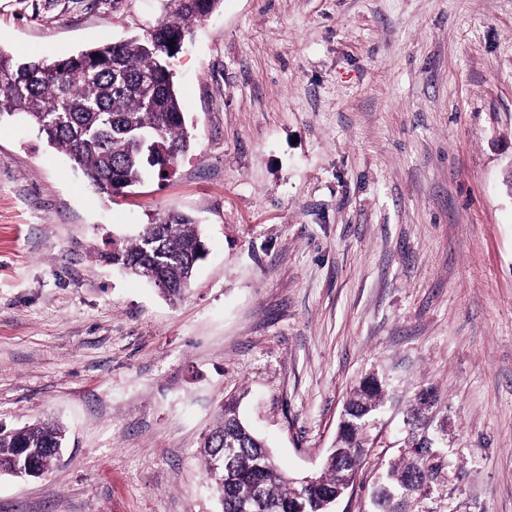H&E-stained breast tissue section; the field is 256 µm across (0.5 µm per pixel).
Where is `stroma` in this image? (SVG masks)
<instances>
[{"label":"stroma","instance_id":"35a3bbf8","mask_svg":"<svg viewBox=\"0 0 512 512\" xmlns=\"http://www.w3.org/2000/svg\"><path fill=\"white\" fill-rule=\"evenodd\" d=\"M170 11L0 0V51ZM173 69L193 147L110 199L0 123V427L67 429L51 473L0 475V512H220L198 450L227 399L311 475L369 377L387 395L333 512H367L412 430L443 464L418 512H512V0H221ZM172 211L208 247L174 304L102 259Z\"/></svg>","mask_w":512,"mask_h":512}]
</instances>
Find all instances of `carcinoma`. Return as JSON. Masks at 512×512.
<instances>
[{"instance_id":"cac0c4a2","label":"carcinoma","mask_w":512,"mask_h":512,"mask_svg":"<svg viewBox=\"0 0 512 512\" xmlns=\"http://www.w3.org/2000/svg\"><path fill=\"white\" fill-rule=\"evenodd\" d=\"M220 0H177L174 14L146 35L97 44L54 61L18 59L0 51V118L21 114L49 145L64 153L95 191L112 196L162 176L192 145L170 67L167 44H177L193 23ZM206 253L200 227L189 216L169 213L143 225L101 255L107 263L142 278L153 266L162 293L179 300ZM384 387L374 378L350 394L336 448L319 473L305 479L283 470L267 445L237 411L233 399L200 449L205 476L221 512H327L345 494L366 456L365 421L382 406ZM65 427L39 419L0 428V474L19 481L52 471ZM410 457L389 465L371 493L372 512H409L437 478L440 465L428 443L409 437Z\"/></svg>"}]
</instances>
